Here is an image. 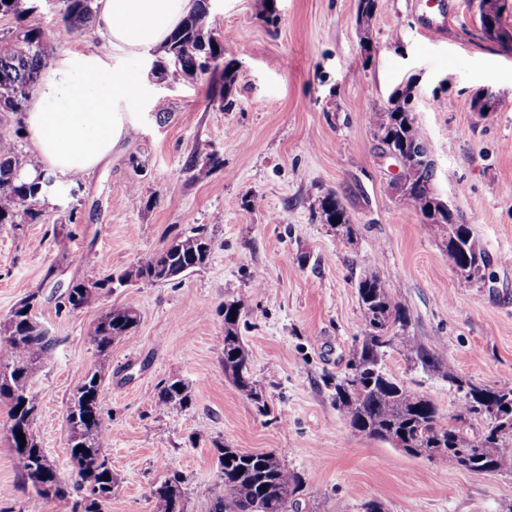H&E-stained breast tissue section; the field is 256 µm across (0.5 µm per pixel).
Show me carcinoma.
<instances>
[{"instance_id": "1", "label": "carcinoma", "mask_w": 512, "mask_h": 512, "mask_svg": "<svg viewBox=\"0 0 512 512\" xmlns=\"http://www.w3.org/2000/svg\"><path fill=\"white\" fill-rule=\"evenodd\" d=\"M63 19L75 29L86 28L97 12L95 0H62ZM33 13L30 0H0V15L18 19ZM507 0H479V19H494L505 27ZM51 31L27 25L0 32V115L25 112L39 76L53 61ZM163 51L173 63V74L185 77L215 78L224 59V40L214 32L210 0H195L194 10L170 34ZM373 129L383 152L400 159L401 198L425 217V227L436 224L446 233L445 247L453 239L470 242V268L465 279L482 277L490 263L487 253L473 237L470 226L457 213L434 207V172L423 133L416 124L408 90L393 94L388 106L377 108ZM221 165L219 156L194 153L187 170L203 179ZM52 174L39 167L35 156L21 153L0 138V225L34 222L41 212L42 198L60 191L46 180ZM320 218L326 224L349 223L343 205L334 194L318 200ZM211 243L202 228L178 236L130 269L102 280L77 281L65 294L64 305L80 310L94 302L105 288H121L132 281L168 282L205 266ZM364 311L365 332L349 364L356 388H345L348 378L336 382L333 404L357 432L391 444L395 448H438L431 461L449 465L477 476H492L512 470V381L493 387L473 385L457 378L436 347L419 343L413 336L398 335L407 327L404 306L393 301L380 278L364 274L358 283ZM38 293L29 295L0 326L8 336V363L0 365V399L10 403L9 435L19 457L28 485L43 497L57 500L68 512H106L115 485L112 465L103 449L110 435L102 422L105 394L101 371H90L73 392L67 406L68 448L76 478L70 482L54 471L38 444L33 425L38 402L31 392L32 382L50 361L56 341L38 321L34 309ZM245 311L241 299L224 303V372L247 397L259 401L262 390L250 378L249 355L238 334V323ZM139 322L132 306L110 308L99 317L92 341L98 354L108 356L115 339L129 338ZM394 345L415 355L422 368L448 380L464 392L462 416L444 421L436 405L413 392L382 367L386 350ZM159 405L185 410L191 404L187 387L179 378L164 382ZM474 416L484 422L478 431L465 428L462 417ZM25 442L18 440V433ZM218 474L209 512H291L302 486L298 473L290 470L272 453H246L218 445ZM153 512H183V480L178 472L152 487Z\"/></svg>"}]
</instances>
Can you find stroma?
Listing matches in <instances>:
<instances>
[{
	"mask_svg": "<svg viewBox=\"0 0 512 512\" xmlns=\"http://www.w3.org/2000/svg\"><path fill=\"white\" fill-rule=\"evenodd\" d=\"M274 6L271 25L263 0L212 4L217 33L231 35L224 64L234 107L224 109L208 78H161L152 58L124 59L152 85L132 133L92 173L63 178L64 194L40 203L37 221L0 226V323L35 292L38 319L56 340L33 384L37 440L73 478L66 409L99 369L106 454L118 479L107 512H152L151 487L175 471L186 512H209L219 444L273 453L297 472L298 512H365L370 501L383 512H512V472L476 476L369 439L336 411L330 385L363 334L357 282L368 271L405 307L407 334L436 345L459 378L481 387L512 378V45L481 32L478 0H377L366 25L359 0ZM28 22L51 29L54 53L103 49L98 22L69 26L57 0H39ZM408 85L434 191L491 258L484 280L456 274L442 232L425 229L401 200V166L374 138L373 108ZM488 93L496 106L483 117L474 105ZM195 152L216 153L222 164L193 179L185 163ZM328 192L352 235L315 213ZM198 226L212 241L201 270L65 307L69 283L132 268ZM234 298L247 301L238 331L260 404L224 373L222 309ZM126 305L140 322L100 357L91 339L97 320ZM385 366L443 418L458 416L454 385L396 350ZM172 377L188 387L186 410L158 404ZM9 409L0 399V512H61L25 483L7 438Z\"/></svg>",
	"mask_w": 512,
	"mask_h": 512,
	"instance_id": "1",
	"label": "stroma"
}]
</instances>
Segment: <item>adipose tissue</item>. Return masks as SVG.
<instances>
[{
	"instance_id": "adipose-tissue-1",
	"label": "adipose tissue",
	"mask_w": 512,
	"mask_h": 512,
	"mask_svg": "<svg viewBox=\"0 0 512 512\" xmlns=\"http://www.w3.org/2000/svg\"><path fill=\"white\" fill-rule=\"evenodd\" d=\"M101 34L111 55L56 56L36 86L23 118L42 169L58 176L93 171L129 135L134 105L146 83L123 70L122 56L162 46L194 0H97Z\"/></svg>"
}]
</instances>
